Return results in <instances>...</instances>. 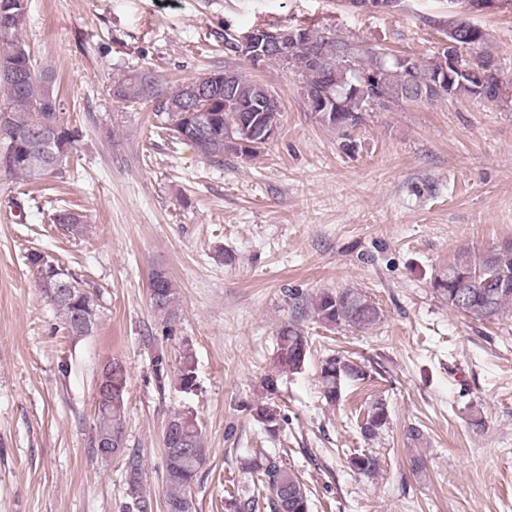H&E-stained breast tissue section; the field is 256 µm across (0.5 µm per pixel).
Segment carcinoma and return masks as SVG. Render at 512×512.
Returning a JSON list of instances; mask_svg holds the SVG:
<instances>
[{
    "mask_svg": "<svg viewBox=\"0 0 512 512\" xmlns=\"http://www.w3.org/2000/svg\"><path fill=\"white\" fill-rule=\"evenodd\" d=\"M28 0H0V70L14 76H0V88L7 96L8 106L0 108V133L4 134V151L13 163L8 173L38 178L42 173L33 162L37 147L49 148L66 155L78 141V131L60 121V101L53 75L37 64L21 33L26 23ZM304 40L284 62L273 61L282 68L297 71L302 77L303 95L307 104L317 108L315 118L321 126L345 136L360 127L364 113L369 111L368 98L380 108L397 103H420L439 98L471 97L474 87H483V98L495 101L503 96L499 69L490 55L475 60L463 59L460 69L448 67V54L442 52L435 61L423 64L409 56L388 58L371 48L347 43L336 34L324 35L308 27H298ZM189 84L201 89L199 94L184 96L180 90H165L152 70L140 67L112 81L115 101L123 104H150L156 117L155 128L190 145L204 160L224 163L227 142L245 140L248 146L241 154L252 156L266 145L263 128L281 126L282 110L276 95L264 84L245 78L238 71L226 68L201 73ZM230 93L224 94V86ZM264 102L271 112H244L242 107ZM53 222L62 229L79 235L86 216L60 208ZM30 266L36 271L40 288L62 317L65 329L72 336L90 334L97 320L95 304L87 292L78 297H61L52 288L62 265L40 253L32 252ZM153 310L170 322L177 316L176 288L166 272L156 270L150 282ZM433 292L449 308L478 320L491 322L512 308V240L483 255L459 253L448 267L431 281ZM312 308L319 320L328 325H344L363 331L381 319L380 308L359 288L327 290L315 295ZM311 339L295 323L280 330L277 361L281 368L299 372L311 354ZM194 360L190 352L181 356L178 383L190 390L195 386ZM367 372L349 359L332 357L321 368L324 397L331 403L340 400L346 384L364 381ZM123 403L103 402L97 406L94 427V451L101 452L100 443H112L115 455H127V492L123 512H152V501L143 494L142 462L134 451H126L122 421ZM254 420L273 435L280 419L262 403L251 407ZM390 412L387 403L376 399L367 406L361 425L364 439L374 441L388 428ZM171 428L163 435L165 457L166 512H192V485L205 461L202 432L191 414L174 412ZM350 467L366 476L379 470V461L372 454L349 458ZM256 481L267 491L263 498L229 496L224 501L227 512H309L310 500L304 484L276 456H262L251 467Z\"/></svg>",
    "mask_w": 512,
    "mask_h": 512,
    "instance_id": "obj_1",
    "label": "carcinoma"
}]
</instances>
